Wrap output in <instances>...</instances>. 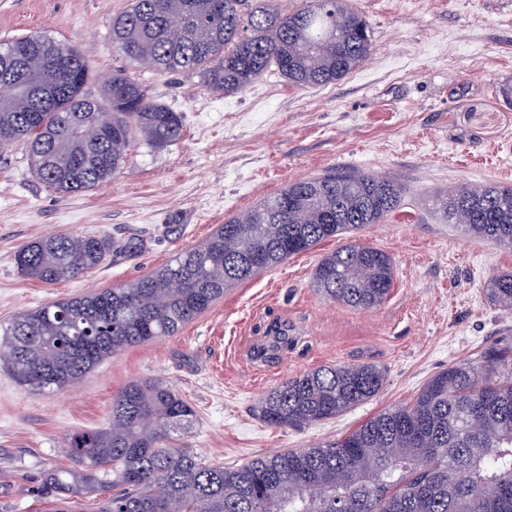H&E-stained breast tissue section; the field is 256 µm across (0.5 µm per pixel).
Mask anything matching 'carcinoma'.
<instances>
[{"label":"carcinoma","mask_w":512,"mask_h":512,"mask_svg":"<svg viewBox=\"0 0 512 512\" xmlns=\"http://www.w3.org/2000/svg\"><path fill=\"white\" fill-rule=\"evenodd\" d=\"M19 78L51 65L58 98L38 108L24 92L0 96V146L22 141L34 172L63 195L91 190L123 169L129 147L159 152L183 135L182 116L151 99L124 73L88 96L83 52L57 57L34 33ZM112 43L159 71L186 70L219 93H235L270 70L296 87L343 79L373 52L368 21L346 0H301L290 12L250 0H131L112 20ZM398 182L371 173H332L289 182L254 209L219 225L200 244L123 287L56 301L0 330V361L34 391L64 388L119 350L190 323L224 291L329 238L380 224L403 203ZM446 218L512 249V186L459 187L442 198ZM140 243L54 234L24 245L19 272L41 283L91 273ZM265 261L252 265V253ZM393 286L390 257L346 243L324 255L312 287L333 302L368 310ZM512 310V273L485 288ZM374 364L324 365L263 395L260 418L275 429L333 419L382 389ZM197 415L162 380L129 383L112 400L105 429L74 434L77 467L51 468L50 512L105 487L97 512H512V347H491L432 375L412 401L387 409L349 434L278 451L241 466L207 462L175 446Z\"/></svg>","instance_id":"obj_1"}]
</instances>
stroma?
<instances>
[{
  "label": "stroma",
  "mask_w": 512,
  "mask_h": 512,
  "mask_svg": "<svg viewBox=\"0 0 512 512\" xmlns=\"http://www.w3.org/2000/svg\"><path fill=\"white\" fill-rule=\"evenodd\" d=\"M130 2L0 0V44L38 32L78 45L90 65L87 93L120 70L184 124L174 145L153 152L134 143L117 177L71 195L37 178L25 146L0 149V326L146 276L288 182L336 171L389 177L406 191L384 223L351 235L389 255L393 286L370 310L325 299L311 279L339 245L329 239L226 290L175 335L118 351L67 387L27 391L0 365V512H43L45 471L73 465L67 434L107 426L113 398L136 380H165L194 408L180 447L240 464L342 437L411 401L448 365L512 344V310L485 293L493 275L512 272V249L465 235L436 205L462 185L512 184V0H348L374 46L353 73L304 88L271 73L233 94L113 46L112 20ZM50 234L139 239L143 248L47 285L23 277L15 254ZM275 325L287 343L274 345ZM347 364L384 367L381 391L301 430L258 417L271 388Z\"/></svg>",
  "instance_id": "1"
}]
</instances>
